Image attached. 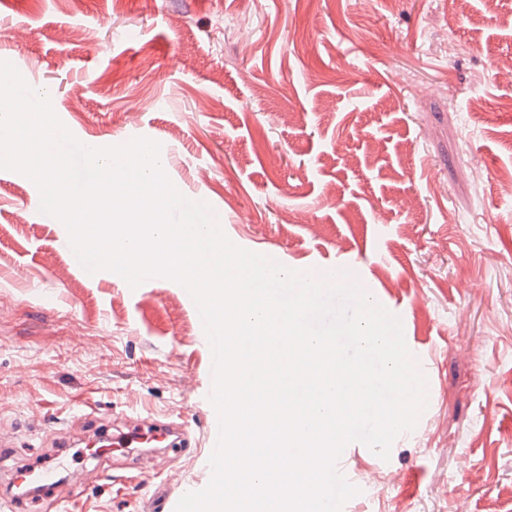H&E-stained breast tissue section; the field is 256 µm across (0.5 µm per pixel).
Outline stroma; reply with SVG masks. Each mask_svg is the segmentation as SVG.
<instances>
[{
  "label": "stroma",
  "mask_w": 512,
  "mask_h": 512,
  "mask_svg": "<svg viewBox=\"0 0 512 512\" xmlns=\"http://www.w3.org/2000/svg\"><path fill=\"white\" fill-rule=\"evenodd\" d=\"M0 61L101 147L130 143L139 115L174 187L244 217L288 268L350 265L400 318L428 405L389 459L345 447L354 507L512 512V0H0ZM39 206L0 169V512H152L162 473L198 480L197 449L80 441L130 392L140 417L201 436L199 325L173 279L85 280ZM36 461L62 482L11 500Z\"/></svg>",
  "instance_id": "1"
}]
</instances>
